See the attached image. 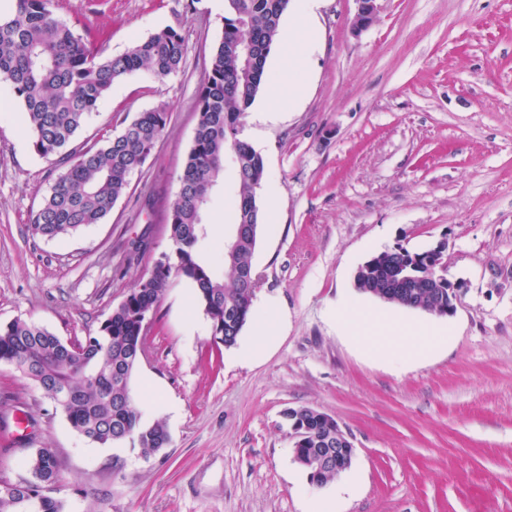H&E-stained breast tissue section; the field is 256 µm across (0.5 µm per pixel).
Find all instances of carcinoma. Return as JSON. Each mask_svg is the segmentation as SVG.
Listing matches in <instances>:
<instances>
[{
  "label": "carcinoma",
  "mask_w": 512,
  "mask_h": 512,
  "mask_svg": "<svg viewBox=\"0 0 512 512\" xmlns=\"http://www.w3.org/2000/svg\"><path fill=\"white\" fill-rule=\"evenodd\" d=\"M290 0H224V31L213 49L207 82L196 101L198 121L192 146L167 221L171 255L157 262L85 342L68 343L35 323L15 319L0 326V364L13 367L38 386L83 441L100 446L130 439L148 456L164 448L163 420L144 417L130 392L137 358L144 352L143 321L154 313L170 277L187 280L196 292L213 339L237 344L254 318L258 284L253 257L262 212L258 192L267 179L263 157L240 137L243 120L268 77L267 58L277 40ZM56 0H14L0 17V78L22 107L33 152L66 165L29 219L32 235L48 240L101 223L126 192L164 133L163 105L137 113L100 145L74 154L68 147L91 114L107 100L115 82L136 72L163 79L176 73L187 47L174 27L134 42L123 54L104 56L102 34L82 32L57 15ZM233 224L240 235L216 258L204 255L208 238L203 214L226 166ZM428 265L404 249L381 252L363 265L355 288L397 306L448 314V284L410 288L389 277L418 282ZM292 422L306 430L300 448L336 450V420L304 408ZM29 478L0 484V512H65L51 496L60 460L50 448L22 459Z\"/></svg>",
  "instance_id": "cac0c4a2"
}]
</instances>
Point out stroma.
<instances>
[{"label":"stroma","mask_w":512,"mask_h":512,"mask_svg":"<svg viewBox=\"0 0 512 512\" xmlns=\"http://www.w3.org/2000/svg\"><path fill=\"white\" fill-rule=\"evenodd\" d=\"M352 29L356 0H321L307 94L264 112L241 136L268 178L254 254V309L274 304L275 342L239 360L214 343L190 286L171 278L132 378L137 402L170 441L144 456L132 440L80 442L30 380L0 365V481L53 449L54 495L67 512H512V0H379ZM77 29L106 33L103 53L172 26L187 52L164 79L116 82L74 148L165 105L166 130L100 224L32 236L29 216L62 172L37 156L22 108L0 80V324L21 318L84 341L172 245L167 211L197 124L195 104L224 30L221 0H58ZM443 246L455 311L410 318L448 327L447 349L393 365L368 356L336 322L358 295L357 268L385 250ZM312 408L350 436L349 470L314 487L293 460L286 413ZM358 10L354 20V30L360 33L368 29L376 20L378 13V0H356Z\"/></svg>","instance_id":"1"}]
</instances>
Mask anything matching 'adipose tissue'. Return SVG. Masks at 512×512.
Wrapping results in <instances>:
<instances>
[{"mask_svg": "<svg viewBox=\"0 0 512 512\" xmlns=\"http://www.w3.org/2000/svg\"><path fill=\"white\" fill-rule=\"evenodd\" d=\"M294 17L287 31L281 33L283 50L288 56L287 73L271 80L265 87L267 101L276 105L294 103L302 94L298 67L306 60L313 37L310 13L317 0H290ZM339 317L352 338L377 356L394 360H422L448 343L447 328L417 324L401 313H385L355 303L344 304Z\"/></svg>", "mask_w": 512, "mask_h": 512, "instance_id": "1", "label": "adipose tissue"}]
</instances>
